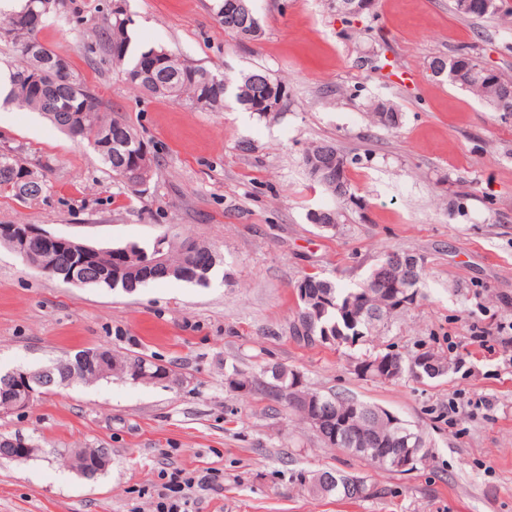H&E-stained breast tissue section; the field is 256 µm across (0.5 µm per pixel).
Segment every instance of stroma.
<instances>
[{
	"label": "stroma",
	"mask_w": 512,
	"mask_h": 512,
	"mask_svg": "<svg viewBox=\"0 0 512 512\" xmlns=\"http://www.w3.org/2000/svg\"><path fill=\"white\" fill-rule=\"evenodd\" d=\"M117 0H71L42 40L65 54L103 110L124 119L155 156L146 188L105 170L86 142L42 115L0 108V146L53 159L36 202L0 194V223L36 224L109 247L166 233L213 246L223 262L209 287L153 281L132 293L66 284L0 244V369H29L106 346L147 355L182 385L120 378L79 383L0 415L42 453L0 460V512H155L173 472L214 471L188 512H512V112L434 76L436 57L466 53L512 79V0L483 18L453 0H375L352 23L330 0H253L263 33H224L210 0H118L137 46L162 47L230 77L261 68L288 99L264 118L226 98L201 111L133 88L106 59L98 32ZM384 101L398 129L371 117ZM329 141L348 159L353 198L335 199L310 177L306 151ZM336 208L325 230L312 212ZM424 258L416 300L370 341L305 344L291 334L297 282L321 275L361 283L389 251ZM425 347L447 356L424 381L359 376L361 353ZM298 372L305 387L387 409L430 440L408 474L369 466L324 444L263 390L239 392L265 367ZM106 447L112 466L85 478L72 449ZM326 470L367 477L378 498L314 493Z\"/></svg>",
	"instance_id": "35a3bbf8"
}]
</instances>
